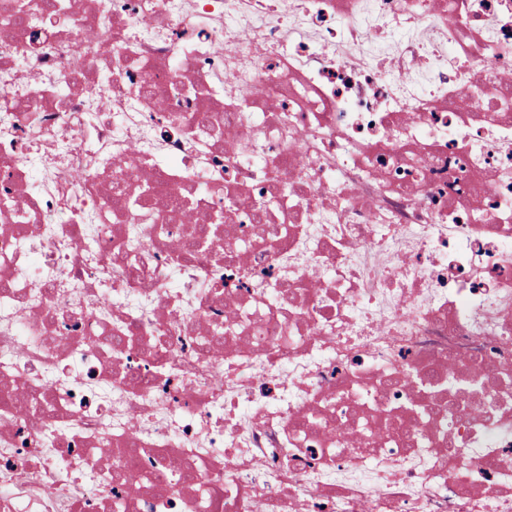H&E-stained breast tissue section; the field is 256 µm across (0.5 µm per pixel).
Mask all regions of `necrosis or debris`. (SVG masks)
<instances>
[{"instance_id": "necrosis-or-debris-1", "label": "necrosis or debris", "mask_w": 512, "mask_h": 512, "mask_svg": "<svg viewBox=\"0 0 512 512\" xmlns=\"http://www.w3.org/2000/svg\"><path fill=\"white\" fill-rule=\"evenodd\" d=\"M20 2L0 512H512V0Z\"/></svg>"}]
</instances>
